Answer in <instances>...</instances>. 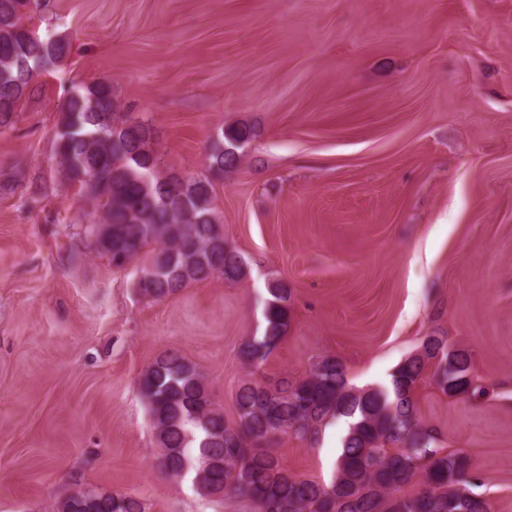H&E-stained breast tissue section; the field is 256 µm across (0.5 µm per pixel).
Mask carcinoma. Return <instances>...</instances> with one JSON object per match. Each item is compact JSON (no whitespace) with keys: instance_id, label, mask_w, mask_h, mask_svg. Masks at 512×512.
<instances>
[{"instance_id":"obj_1","label":"carcinoma","mask_w":512,"mask_h":512,"mask_svg":"<svg viewBox=\"0 0 512 512\" xmlns=\"http://www.w3.org/2000/svg\"><path fill=\"white\" fill-rule=\"evenodd\" d=\"M39 0H0V131L16 124L41 73L70 52L64 36H38L24 18ZM252 138L246 125L223 127L207 150L206 172L182 176L163 168L152 147L153 128L119 112L112 83L77 87L61 108L55 133L60 173L84 189L99 220L86 225L97 250L116 268L154 246L135 288L160 301L194 282L221 277L240 281L247 262L224 242L213 207V184L234 168ZM264 328L250 338L242 358L263 364L288 327L290 290L268 283ZM450 397L478 399L488 389L471 372L467 351L443 336H429L391 374L389 385L359 390L343 363L322 358L304 378L262 383L245 379L230 423L196 366L178 353L157 359L139 389L170 477L194 473L203 497L233 495L252 512H488L471 493L467 459L437 446V433L418 417L413 393L426 370ZM350 420L336 476L328 485L288 471L272 443L291 435L316 440L334 422ZM418 485L410 497L398 495ZM55 512H145L137 497L93 486L72 491Z\"/></svg>"}]
</instances>
